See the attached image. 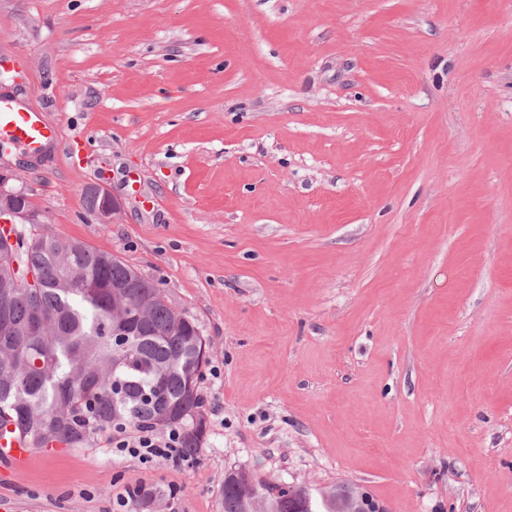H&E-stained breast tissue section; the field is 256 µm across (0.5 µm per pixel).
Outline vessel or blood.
Here are the masks:
<instances>
[{"label":"vessel or blood","instance_id":"b4317fda","mask_svg":"<svg viewBox=\"0 0 512 512\" xmlns=\"http://www.w3.org/2000/svg\"><path fill=\"white\" fill-rule=\"evenodd\" d=\"M55 137V128L38 113L26 110L12 96L0 94V141L34 152ZM38 456V449L23 434L0 436V467L21 473L31 468Z\"/></svg>","mask_w":512,"mask_h":512}]
</instances>
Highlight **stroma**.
<instances>
[{"mask_svg":"<svg viewBox=\"0 0 512 512\" xmlns=\"http://www.w3.org/2000/svg\"><path fill=\"white\" fill-rule=\"evenodd\" d=\"M0 60L57 130L0 159L33 212L210 341L193 467L45 448L0 512H223L239 469L512 512V0H0ZM101 194L100 205L98 207L99 202V194L95 189H91L87 192L86 195V206L89 212H95L103 224L111 223L112 215H114L117 210L116 205L112 202V196L108 191L103 190Z\"/></svg>","mask_w":512,"mask_h":512,"instance_id":"obj_1","label":"stroma"}]
</instances>
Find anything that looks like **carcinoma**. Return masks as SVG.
Listing matches in <instances>:
<instances>
[{
  "label": "carcinoma",
  "mask_w": 512,
  "mask_h": 512,
  "mask_svg": "<svg viewBox=\"0 0 512 512\" xmlns=\"http://www.w3.org/2000/svg\"><path fill=\"white\" fill-rule=\"evenodd\" d=\"M0 234V426L11 421L36 448H84L118 421L179 426L186 455L205 438L198 382L209 342L164 289L111 253L56 234ZM34 273L36 283L26 280ZM142 307L130 344L112 347L119 307ZM35 322L41 331L23 329ZM252 474L224 475V512H365L353 489L314 496L302 485L274 495Z\"/></svg>",
  "instance_id": "carcinoma-1"
}]
</instances>
